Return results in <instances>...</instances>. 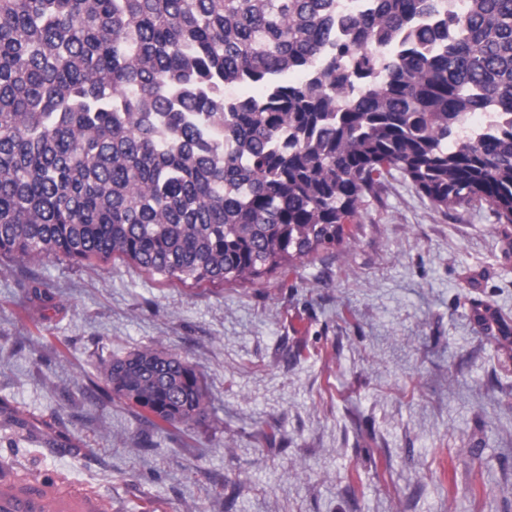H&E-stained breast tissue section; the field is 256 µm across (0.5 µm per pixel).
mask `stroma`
Masks as SVG:
<instances>
[{"mask_svg": "<svg viewBox=\"0 0 512 512\" xmlns=\"http://www.w3.org/2000/svg\"><path fill=\"white\" fill-rule=\"evenodd\" d=\"M504 323L512 224L396 172L341 245L253 283L0 255V465L112 512H512ZM143 346L197 364L204 425L158 430L99 379Z\"/></svg>", "mask_w": 512, "mask_h": 512, "instance_id": "stroma-1", "label": "stroma"}]
</instances>
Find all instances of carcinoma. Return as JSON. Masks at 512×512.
Returning <instances> with one entry per match:
<instances>
[{
  "instance_id": "1",
  "label": "carcinoma",
  "mask_w": 512,
  "mask_h": 512,
  "mask_svg": "<svg viewBox=\"0 0 512 512\" xmlns=\"http://www.w3.org/2000/svg\"><path fill=\"white\" fill-rule=\"evenodd\" d=\"M340 3L0 0V255L253 282L342 242L393 170L512 224V0ZM98 375L160 430L208 417L180 355Z\"/></svg>"
}]
</instances>
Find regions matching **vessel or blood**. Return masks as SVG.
Wrapping results in <instances>:
<instances>
[{"label":"vessel or blood","mask_w":512,"mask_h":512,"mask_svg":"<svg viewBox=\"0 0 512 512\" xmlns=\"http://www.w3.org/2000/svg\"><path fill=\"white\" fill-rule=\"evenodd\" d=\"M95 494L34 476L0 470V512H106Z\"/></svg>","instance_id":"obj_1"}]
</instances>
